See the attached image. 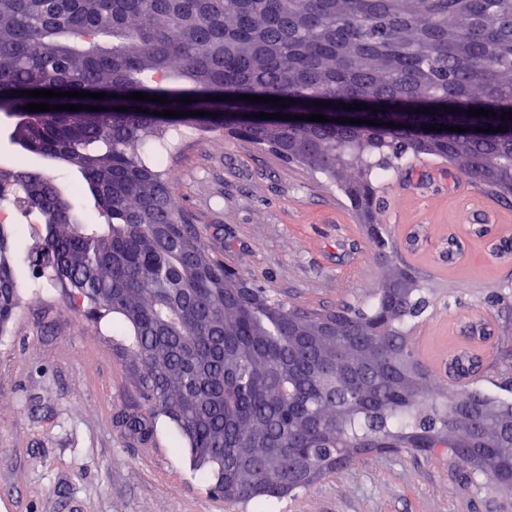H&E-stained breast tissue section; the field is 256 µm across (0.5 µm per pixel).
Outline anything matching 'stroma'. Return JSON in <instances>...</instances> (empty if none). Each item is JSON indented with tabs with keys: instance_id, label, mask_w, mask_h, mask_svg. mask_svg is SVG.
<instances>
[{
	"instance_id": "obj_1",
	"label": "stroma",
	"mask_w": 512,
	"mask_h": 512,
	"mask_svg": "<svg viewBox=\"0 0 512 512\" xmlns=\"http://www.w3.org/2000/svg\"><path fill=\"white\" fill-rule=\"evenodd\" d=\"M169 163L178 173L176 204L225 266L280 300L330 311L373 303L384 267L372 253L335 184L270 149L215 130L181 129ZM410 159L386 186L432 172L438 183L401 218L424 242L410 255L398 225L383 224L394 261L427 288L429 304L408 323V338L427 337V354L464 340L458 325L487 319L495 344L475 388L512 399V260L488 251L460 224L469 200L452 195L455 166ZM463 246L468 259L442 270L440 256ZM112 326L71 304L59 288H27L7 333L0 335V512H243L213 492L194 470L180 435L158 417L153 437L135 441L114 415L141 400L135 376L115 350ZM267 512H512V493L473 476L445 455L409 448L376 451L298 491Z\"/></svg>"
}]
</instances>
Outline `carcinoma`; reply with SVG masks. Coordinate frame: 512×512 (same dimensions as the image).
Wrapping results in <instances>:
<instances>
[{
    "instance_id": "cac0c4a2",
    "label": "carcinoma",
    "mask_w": 512,
    "mask_h": 512,
    "mask_svg": "<svg viewBox=\"0 0 512 512\" xmlns=\"http://www.w3.org/2000/svg\"><path fill=\"white\" fill-rule=\"evenodd\" d=\"M38 89L109 97L93 100L102 111L29 112L37 98L26 92ZM133 92L167 100L125 98ZM336 96L377 113L348 114L362 124L232 116H286ZM0 109L17 118L21 152L78 177L65 187L46 169H0V197L17 194L44 224L31 281L65 289L100 320L121 318L143 402L115 417L128 435L146 440L169 418L212 489L242 505L397 448L447 454L508 487L512 407L431 386L401 330L426 302L378 230L388 274L369 309L290 305L226 271L175 206L160 160L172 130L223 129L334 178L371 226L387 157L444 159L511 196L512 0H0ZM442 124L465 131H428ZM21 237L0 223V333L22 303Z\"/></svg>"
}]
</instances>
